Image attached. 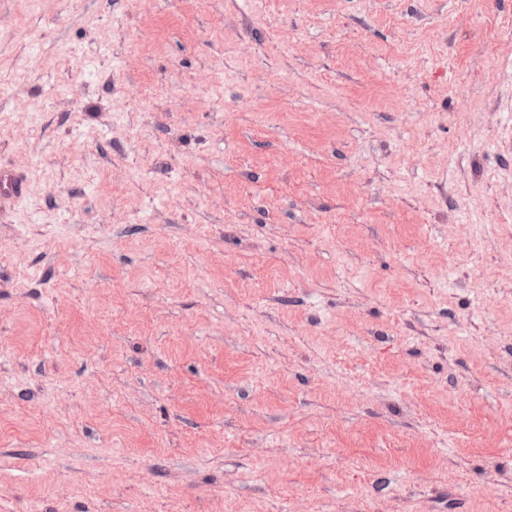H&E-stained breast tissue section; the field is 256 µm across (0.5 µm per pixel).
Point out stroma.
I'll list each match as a JSON object with an SVG mask.
<instances>
[{"mask_svg":"<svg viewBox=\"0 0 512 512\" xmlns=\"http://www.w3.org/2000/svg\"><path fill=\"white\" fill-rule=\"evenodd\" d=\"M512 0H0V512H512Z\"/></svg>","mask_w":512,"mask_h":512,"instance_id":"obj_1","label":"stroma"}]
</instances>
